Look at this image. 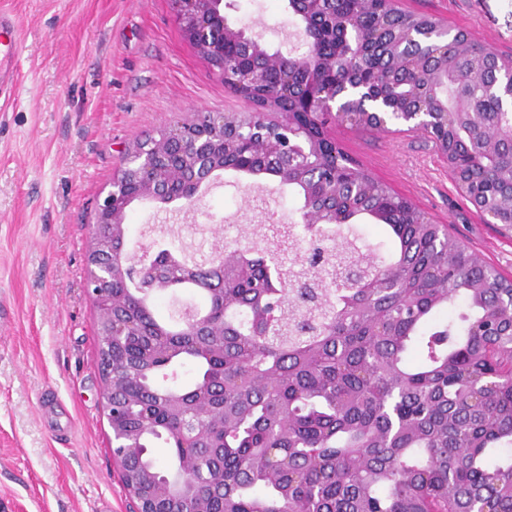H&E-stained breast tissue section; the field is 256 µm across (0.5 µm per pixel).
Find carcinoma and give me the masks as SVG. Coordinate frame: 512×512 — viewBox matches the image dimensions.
Listing matches in <instances>:
<instances>
[{
  "mask_svg": "<svg viewBox=\"0 0 512 512\" xmlns=\"http://www.w3.org/2000/svg\"><path fill=\"white\" fill-rule=\"evenodd\" d=\"M307 25L335 63L272 67L267 95L298 112L319 83H357L445 110L450 171L502 221L512 217V140L496 143L493 165L480 162L511 60L461 30L398 57L393 45L410 31L442 27L379 0H324ZM431 72L448 75L446 108L422 92ZM462 97L484 99L479 119L458 120ZM313 136L306 262L290 256L288 225H248L245 244L193 259L202 273L224 263L222 294L201 287L183 268L185 249L171 245L157 247L169 264L153 284L125 269L98 283L112 296V325L128 328L109 336L97 322L125 487L145 512H512V280ZM285 166L279 154L252 170L300 189ZM322 209L375 219L393 243L389 259L341 224L310 223ZM127 232L112 225L89 264L125 253ZM178 284L202 303L164 318L154 294ZM186 365L196 376L181 386ZM156 440L170 448L165 466L147 452Z\"/></svg>",
  "mask_w": 512,
  "mask_h": 512,
  "instance_id": "carcinoma-1",
  "label": "carcinoma"
}]
</instances>
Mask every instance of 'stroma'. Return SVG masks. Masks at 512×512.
<instances>
[{
    "mask_svg": "<svg viewBox=\"0 0 512 512\" xmlns=\"http://www.w3.org/2000/svg\"><path fill=\"white\" fill-rule=\"evenodd\" d=\"M268 47L298 42L285 0H229ZM512 56V0H401ZM18 20L20 74L0 104V512H136L112 452L96 308L86 290L96 203L138 142L198 113L249 105L185 38L171 0H0ZM372 176L512 279V232L456 188L422 134L329 123ZM277 178L233 170L194 205L133 203L129 246L231 243L243 224H301Z\"/></svg>",
    "mask_w": 512,
    "mask_h": 512,
    "instance_id": "stroma-1",
    "label": "stroma"
}]
</instances>
